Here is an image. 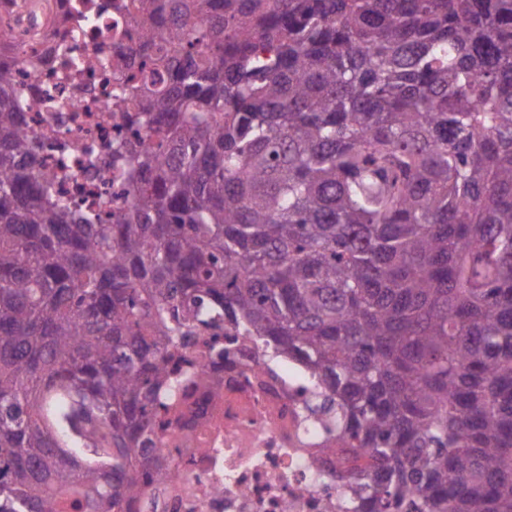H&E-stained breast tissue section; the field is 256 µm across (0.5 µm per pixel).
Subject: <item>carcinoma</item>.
I'll use <instances>...</instances> for the list:
<instances>
[{
	"label": "carcinoma",
	"mask_w": 512,
	"mask_h": 512,
	"mask_svg": "<svg viewBox=\"0 0 512 512\" xmlns=\"http://www.w3.org/2000/svg\"><path fill=\"white\" fill-rule=\"evenodd\" d=\"M153 2L111 224L0 64V512H128L226 318L319 375L356 512H512V0Z\"/></svg>",
	"instance_id": "obj_1"
}]
</instances>
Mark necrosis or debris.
<instances>
[{
    "label": "necrosis or debris",
    "mask_w": 512,
    "mask_h": 512,
    "mask_svg": "<svg viewBox=\"0 0 512 512\" xmlns=\"http://www.w3.org/2000/svg\"><path fill=\"white\" fill-rule=\"evenodd\" d=\"M25 10L0 0V61L16 72L24 131L47 143L62 170L60 193L77 206L124 205L112 140L126 115L112 99L127 80L153 85L122 45L135 33L130 0H45ZM82 61L75 78L67 63ZM164 404L156 423L157 466L131 512H352L337 476L336 407L317 375L257 336L225 324L221 338L168 345Z\"/></svg>",
    "instance_id": "necrosis-or-debris-1"
}]
</instances>
